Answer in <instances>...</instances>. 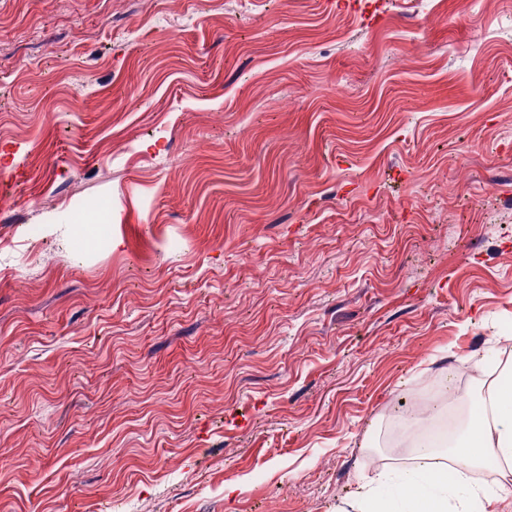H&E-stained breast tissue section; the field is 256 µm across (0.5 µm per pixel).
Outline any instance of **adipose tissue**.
Instances as JSON below:
<instances>
[{"mask_svg":"<svg viewBox=\"0 0 512 512\" xmlns=\"http://www.w3.org/2000/svg\"><path fill=\"white\" fill-rule=\"evenodd\" d=\"M494 371L477 395L459 397L471 408L460 434L420 437L419 462L367 479L352 512H512L511 487L470 477L490 459L503 475L512 474V359Z\"/></svg>","mask_w":512,"mask_h":512,"instance_id":"1","label":"adipose tissue"}]
</instances>
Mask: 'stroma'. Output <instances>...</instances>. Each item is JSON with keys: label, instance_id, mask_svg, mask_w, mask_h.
Listing matches in <instances>:
<instances>
[{"label": "stroma", "instance_id": "stroma-1", "mask_svg": "<svg viewBox=\"0 0 512 512\" xmlns=\"http://www.w3.org/2000/svg\"><path fill=\"white\" fill-rule=\"evenodd\" d=\"M13 190L0 512H336L512 321V0H0Z\"/></svg>", "mask_w": 512, "mask_h": 512}]
</instances>
